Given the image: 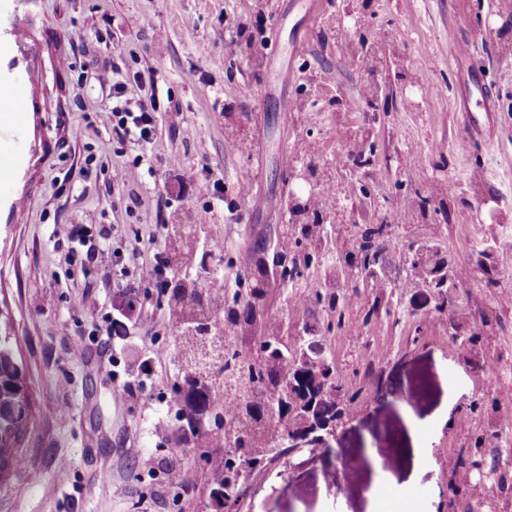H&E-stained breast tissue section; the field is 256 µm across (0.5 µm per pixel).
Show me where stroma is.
I'll list each match as a JSON object with an SVG mask.
<instances>
[{"label":"stroma","mask_w":512,"mask_h":512,"mask_svg":"<svg viewBox=\"0 0 512 512\" xmlns=\"http://www.w3.org/2000/svg\"><path fill=\"white\" fill-rule=\"evenodd\" d=\"M344 0H0V90L24 82L25 160L0 192V327L8 328L34 402L32 421L0 512H214L208 475L192 446L169 426L170 385L179 370L168 342L167 300L127 274L116 257L136 239L163 252L164 225L220 228L211 262L236 285L254 241L287 223L274 198L288 195L284 158L311 157L327 174L336 237L350 248L360 225L391 227L388 249L405 279L410 241L428 237L459 266L477 237L512 227V52L488 0H372L359 23L337 24ZM384 36L387 67L358 57V28ZM237 46L224 47L222 32ZM468 44L482 64L472 84L448 60ZM152 77L157 135L149 163L112 137V81ZM493 96L492 136L469 134L461 96ZM377 95V119L364 118ZM81 138H73L75 128ZM372 167L351 168L369 146ZM124 170L112 183L113 167ZM196 173L190 183L181 169ZM368 186L362 207L359 186ZM428 200L419 212V200ZM89 234L95 254L77 239ZM499 279L465 275L453 308L470 312L481 335L455 352L452 315L435 316L416 288L372 292L337 277L343 322L330 338L337 372L362 388L339 430L336 456L292 452L255 474L241 512H385L382 479H412L399 512H512V447L476 445L512 423V250L496 257ZM302 287L277 290L266 317L294 325L326 317ZM141 309L128 314L123 295ZM385 311L370 315L373 303ZM103 308L101 335L83 309ZM81 342L85 354L69 348ZM154 358L146 389L141 362ZM502 378L484 388L488 364ZM133 383V393L123 391ZM385 398L375 399L377 386ZM427 448L413 473L411 450ZM301 462L292 472L289 462ZM185 472L170 485L169 469Z\"/></svg>","instance_id":"stroma-1"}]
</instances>
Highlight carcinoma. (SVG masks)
I'll use <instances>...</instances> for the list:
<instances>
[{
    "label": "carcinoma",
    "instance_id": "cac0c4a2",
    "mask_svg": "<svg viewBox=\"0 0 512 512\" xmlns=\"http://www.w3.org/2000/svg\"><path fill=\"white\" fill-rule=\"evenodd\" d=\"M288 223L279 225L274 248L284 262L275 266L268 288L295 286L313 264L336 259L325 253L329 228L320 222L304 224L295 230L296 216L310 213L323 216L329 211L316 197L300 208L291 200L284 202ZM387 224L365 226L348 255H357L360 266L354 275L371 288H383L384 275L376 272V259L383 249ZM167 255L165 263L176 266L163 286L168 296L172 346L180 361V370L172 386L178 408L176 420L180 443H193L203 449L200 459L210 465V492L225 490L227 499L241 501L251 472L245 463L254 459L269 464L296 448V433L305 421L308 395L341 390V402L322 401L323 410L334 416L351 412L360 392H348L336 378L331 354L323 351L327 335L342 323L343 311L334 287L324 286L315 294L316 304L328 314L321 325L305 324L309 337L285 338L288 321L268 319L256 332L257 307L267 303L269 293L259 288L249 270L238 275L240 289L224 293V276L212 271L206 277L190 275L200 245L209 240V230L201 224L164 225ZM497 247L489 240L477 252L473 265L493 283ZM441 252L433 245L413 246L412 278L407 287L423 284L437 292L434 310L444 314L448 289L431 281L430 264ZM299 346L311 349L313 357L326 364L313 370L295 363L293 353ZM33 410L32 397L14 355L12 336L0 330V484L9 481L11 465L20 452L26 427L20 424L23 413ZM223 434L224 455L213 462L214 432Z\"/></svg>",
    "mask_w": 512,
    "mask_h": 512
}]
</instances>
